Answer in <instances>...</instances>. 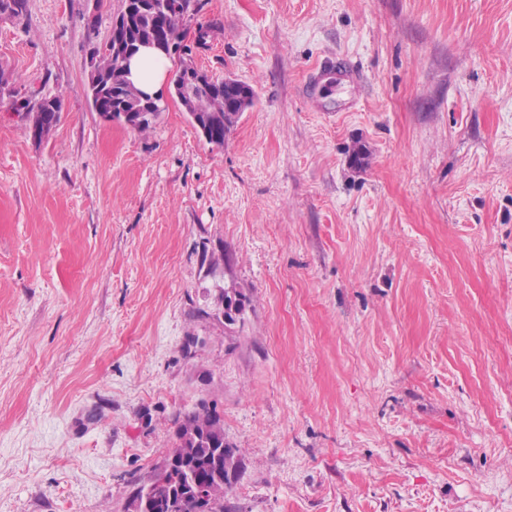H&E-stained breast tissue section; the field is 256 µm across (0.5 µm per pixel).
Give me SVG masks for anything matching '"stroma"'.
Instances as JSON below:
<instances>
[{
  "mask_svg": "<svg viewBox=\"0 0 512 512\" xmlns=\"http://www.w3.org/2000/svg\"><path fill=\"white\" fill-rule=\"evenodd\" d=\"M122 7L0 16V512H127L202 402L232 512H512V0H198L256 92L220 148L92 111ZM24 110L29 121V130H36L31 135L34 141H40L44 134L37 129H46L47 133L57 124L62 110V103L58 96H41L23 102L18 111Z\"/></svg>",
  "mask_w": 512,
  "mask_h": 512,
  "instance_id": "35a3bbf8",
  "label": "stroma"
}]
</instances>
